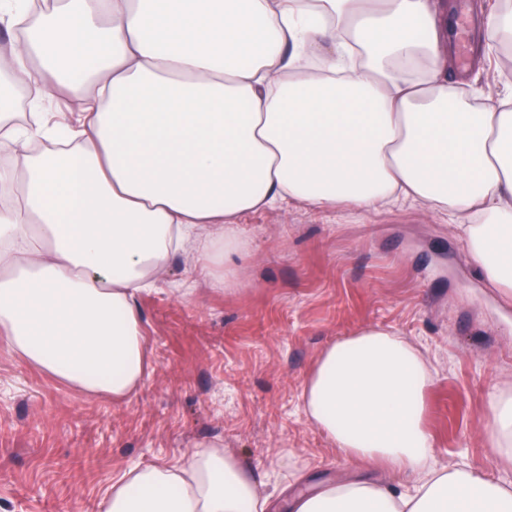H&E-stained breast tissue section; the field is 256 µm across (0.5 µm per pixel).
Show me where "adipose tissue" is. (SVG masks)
Listing matches in <instances>:
<instances>
[{"label":"adipose tissue","instance_id":"obj_1","mask_svg":"<svg viewBox=\"0 0 512 512\" xmlns=\"http://www.w3.org/2000/svg\"><path fill=\"white\" fill-rule=\"evenodd\" d=\"M0 344L90 394L145 373L138 295L179 244L224 275L239 219L278 202L447 214L512 301V80L448 77L440 0H0ZM32 119L17 123L20 90ZM431 375L396 333L321 353L309 420L352 460L403 476L300 492L207 446L113 481L101 512H512V482L434 460ZM484 431L512 470V391Z\"/></svg>","mask_w":512,"mask_h":512}]
</instances>
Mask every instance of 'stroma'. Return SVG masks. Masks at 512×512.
Masks as SVG:
<instances>
[{
	"label": "stroma",
	"mask_w": 512,
	"mask_h": 512,
	"mask_svg": "<svg viewBox=\"0 0 512 512\" xmlns=\"http://www.w3.org/2000/svg\"><path fill=\"white\" fill-rule=\"evenodd\" d=\"M476 51L449 77L496 97L512 54L482 68L486 0H446ZM245 243L216 288L193 249L139 298L149 366L122 402L63 385L0 347V512H99L134 466L215 444L257 472L297 459L311 480L394 481L345 458L306 417L302 389L323 350L357 329L394 331L425 355L438 466L491 479V394L512 390V304L483 281L445 214L417 202L368 213L282 204L244 215Z\"/></svg>",
	"instance_id": "obj_1"
}]
</instances>
